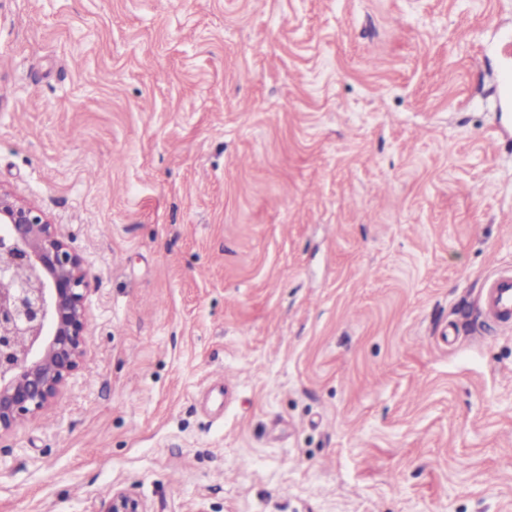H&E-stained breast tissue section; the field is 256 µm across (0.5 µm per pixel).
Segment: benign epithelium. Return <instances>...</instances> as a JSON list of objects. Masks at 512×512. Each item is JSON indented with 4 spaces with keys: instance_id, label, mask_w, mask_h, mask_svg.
Segmentation results:
<instances>
[{
    "instance_id": "1",
    "label": "benign epithelium",
    "mask_w": 512,
    "mask_h": 512,
    "mask_svg": "<svg viewBox=\"0 0 512 512\" xmlns=\"http://www.w3.org/2000/svg\"><path fill=\"white\" fill-rule=\"evenodd\" d=\"M0 435L48 409L79 370L88 333L87 272L46 215L0 189ZM101 512H149L119 490Z\"/></svg>"
}]
</instances>
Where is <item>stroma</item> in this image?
<instances>
[{"label": "stroma", "instance_id": "35a3bbf8", "mask_svg": "<svg viewBox=\"0 0 512 512\" xmlns=\"http://www.w3.org/2000/svg\"><path fill=\"white\" fill-rule=\"evenodd\" d=\"M512 0H0V187L88 271L0 512H512ZM484 309L496 323L512 326V269H499L484 287ZM100 512H150L146 504L134 494L119 490L112 492L111 496L103 503Z\"/></svg>", "mask_w": 512, "mask_h": 512}]
</instances>
